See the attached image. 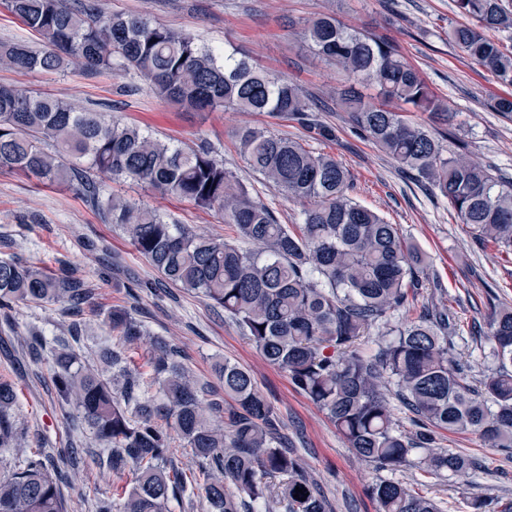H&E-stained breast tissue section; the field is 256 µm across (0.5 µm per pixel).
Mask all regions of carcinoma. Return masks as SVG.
Instances as JSON below:
<instances>
[{
    "instance_id": "cac0c4a2",
    "label": "carcinoma",
    "mask_w": 512,
    "mask_h": 512,
    "mask_svg": "<svg viewBox=\"0 0 512 512\" xmlns=\"http://www.w3.org/2000/svg\"><path fill=\"white\" fill-rule=\"evenodd\" d=\"M7 8L44 39L36 49L0 42V67L58 72L133 70L155 94L194 112H259L288 118L315 136L334 137L307 91L231 53L218 56L188 33L135 16L103 17L98 0H6ZM467 19L448 25V39L498 81L512 84V52L487 37L512 33L503 0H454ZM311 49L333 62L353 85L336 88V106L357 135L376 145L402 172L424 180L482 246L512 254V177L471 159L468 143L407 119L427 112L446 125L455 114L423 74L388 39L323 15L303 32ZM249 169L284 198L302 205L299 224H281L212 150L171 146L138 128L107 122L51 94L0 84V169L67 183L118 226L162 278L196 292L235 322L256 349L288 372L291 383L324 411L355 454L396 471L412 462L433 475L462 477L477 462L438 445L443 433L471 432L495 448H512V306L495 307L479 379L457 352V313L418 305L421 253L378 213L350 196L353 178L336 158L267 129L235 132ZM131 179L217 209L232 239L195 233L156 209L108 191L103 177ZM91 291L71 274L53 277L35 264L0 257V318L19 303L86 304ZM116 342L97 368L79 362L66 341L58 347L30 337L32 354L50 353L58 399L77 410L103 445L99 466L134 472L133 487L102 495L94 512H171L185 488L169 458L173 436L201 466L197 486L207 512H327V502L280 437L279 418L248 370L226 359L215 366L217 389L196 379L182 353L152 335L129 311L115 308ZM377 332V348L362 342ZM149 338L143 372L130 347ZM157 388V394L149 389ZM411 413L395 418L389 395ZM14 385L0 380V447L25 448L15 415ZM303 489L295 494V488ZM378 512H441L436 502L401 483L372 487ZM0 512H65L58 482L39 453L0 475Z\"/></svg>"
}]
</instances>
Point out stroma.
Returning a JSON list of instances; mask_svg holds the SVG:
<instances>
[{
	"instance_id": "obj_1",
	"label": "stroma",
	"mask_w": 512,
	"mask_h": 512,
	"mask_svg": "<svg viewBox=\"0 0 512 512\" xmlns=\"http://www.w3.org/2000/svg\"><path fill=\"white\" fill-rule=\"evenodd\" d=\"M100 4L104 15L144 17L183 30L199 44L237 53L327 103L342 77L313 53L302 29L321 13H333L346 25L393 40L432 89L447 98L455 113V129L473 157L512 175V118L489 107L494 98L512 97V85L500 83L449 43L453 0H100ZM1 82L51 93L177 145L207 143L280 223L301 221L300 205L254 176L234 144L235 130L245 124L303 136L294 121L259 113L187 112L157 99L148 82L132 71L108 75L73 67L61 73L0 70ZM320 119L334 128L336 137L312 142V149L345 165L354 179V199L401 225L425 257L429 286L421 302L441 300L452 306L466 331L472 322L487 323L490 297L512 304V254L473 241L442 198L400 174L372 143L354 135L346 113L330 108ZM108 188L194 230L221 238L229 234L218 210L199 209L145 183L116 180ZM4 255L40 264L53 274L67 268L87 282L92 298L83 319L92 329L75 346L85 364H98L103 348L112 342L111 310L131 308L151 334L183 352L184 364L199 378L213 380V364L225 358L245 367L278 410L284 433L302 466L320 484L331 512H377L370 488L383 479V472L348 448L325 413L294 388L287 371L265 360L223 309L202 295L165 283L123 233L103 222L75 188L0 170V257ZM70 322L64 303L57 302L19 304L10 324L0 323V378L16 389V413L30 443L26 449L0 452V473L20 465L29 449L52 455L77 442L83 449L78 468L62 462L52 475L59 481L67 512H93L97 497L131 487L135 475L99 468L93 434L80 423L75 409L58 401L48 363L31 359L25 345L33 333L55 345L67 335ZM440 445L477 458L481 469L459 480L435 477L410 464L394 471L393 479L436 497L442 512H473L477 498L486 502L488 512H500L512 501V450L491 447L470 433L443 434Z\"/></svg>"
}]
</instances>
